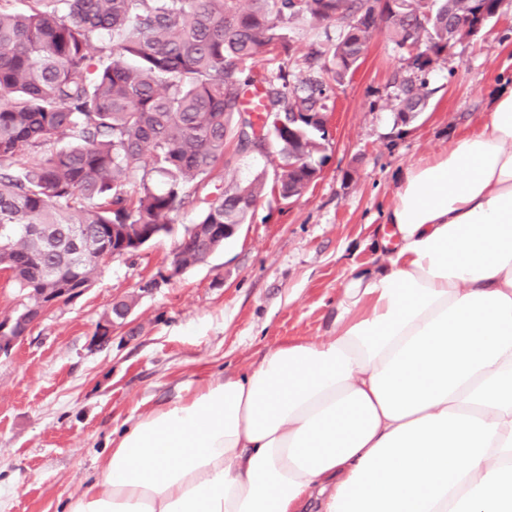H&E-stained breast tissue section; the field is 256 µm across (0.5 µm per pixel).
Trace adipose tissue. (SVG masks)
Here are the masks:
<instances>
[{"instance_id": "adipose-tissue-1", "label": "adipose tissue", "mask_w": 512, "mask_h": 512, "mask_svg": "<svg viewBox=\"0 0 512 512\" xmlns=\"http://www.w3.org/2000/svg\"><path fill=\"white\" fill-rule=\"evenodd\" d=\"M385 222L324 339L139 416L68 512H512V91Z\"/></svg>"}]
</instances>
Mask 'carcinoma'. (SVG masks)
I'll return each mask as SVG.
<instances>
[{
  "label": "carcinoma",
  "mask_w": 512,
  "mask_h": 512,
  "mask_svg": "<svg viewBox=\"0 0 512 512\" xmlns=\"http://www.w3.org/2000/svg\"><path fill=\"white\" fill-rule=\"evenodd\" d=\"M0 0V225L13 227L0 255L23 302L13 324L46 288L93 286L112 225L170 231L191 206L199 224H244L267 191L298 197L317 172L328 84L358 67L371 36L387 30L424 73L456 41L480 32L503 0ZM336 28L327 51L311 47L308 75L286 67L266 81L267 121L242 94L263 55L292 56L300 20ZM97 42V54L89 52ZM330 55L333 67L320 64ZM424 83L399 85L394 126L427 107ZM283 127H278V123ZM264 133L281 158L274 176L224 180L229 143L241 128ZM70 139L65 149L57 148ZM296 162L288 164V156Z\"/></svg>",
  "instance_id": "carcinoma-1"
}]
</instances>
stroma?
<instances>
[{
	"instance_id": "stroma-1",
	"label": "stroma",
	"mask_w": 512,
	"mask_h": 512,
	"mask_svg": "<svg viewBox=\"0 0 512 512\" xmlns=\"http://www.w3.org/2000/svg\"><path fill=\"white\" fill-rule=\"evenodd\" d=\"M386 34L329 90L320 175L291 201L266 195L205 262L170 275L172 251L197 216L112 260L94 286L51 308L0 357V512H64L131 420L241 375L285 338L319 339L352 270L379 268L385 214L406 168L480 125L512 87V0L425 75V112L394 126L396 81L408 76ZM136 296L111 343L92 345L112 301Z\"/></svg>"
}]
</instances>
